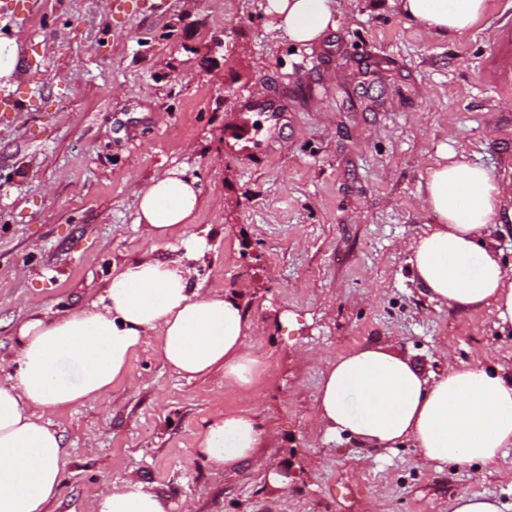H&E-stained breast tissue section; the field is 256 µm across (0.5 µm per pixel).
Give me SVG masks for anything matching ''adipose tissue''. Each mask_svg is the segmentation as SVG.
Listing matches in <instances>:
<instances>
[{
	"mask_svg": "<svg viewBox=\"0 0 512 512\" xmlns=\"http://www.w3.org/2000/svg\"><path fill=\"white\" fill-rule=\"evenodd\" d=\"M412 23L443 41L465 38L485 18L489 0H389ZM338 0H270L268 11L289 41L310 46L336 26ZM504 186L481 165L446 155L426 170L423 202L439 224L407 247L418 284L442 305L491 307L512 329V274L480 231L501 217ZM137 221L164 241L180 236L168 259L144 257L113 267L100 295L84 308L15 331L13 359L0 357V512H42L56 497L68 463L50 414L106 396L127 379L147 332L177 374L194 378L223 369L230 386L251 384L257 360L240 303L194 284L201 238L186 234L202 205L194 176L156 174L136 193ZM316 416L326 436H355L371 448L409 442L435 466L496 461L512 447V372L483 363L425 375L383 347L337 356L325 370ZM262 431L243 412L210 419L196 446L215 469L257 463ZM161 492L131 477L105 487L94 512H169Z\"/></svg>",
	"mask_w": 512,
	"mask_h": 512,
	"instance_id": "obj_1",
	"label": "adipose tissue"
}]
</instances>
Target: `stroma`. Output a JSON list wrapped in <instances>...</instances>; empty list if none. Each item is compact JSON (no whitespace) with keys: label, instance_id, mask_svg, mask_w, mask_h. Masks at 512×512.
I'll return each instance as SVG.
<instances>
[{"label":"stroma","instance_id":"35a3bbf8","mask_svg":"<svg viewBox=\"0 0 512 512\" xmlns=\"http://www.w3.org/2000/svg\"><path fill=\"white\" fill-rule=\"evenodd\" d=\"M374 0H340L311 46L276 35L260 0H26L24 70L0 112V357L31 315L95 298L113 266L166 259L136 220V189L185 168L203 205L188 233L205 256L193 279L240 298L258 368L188 379L148 334L133 382L51 414L70 458L44 512H93L105 483L136 476L170 512H449L462 490L512 512V448L483 465L425 464L412 443L373 450L327 439L315 420L322 371L338 354L384 346L427 374L452 363L512 368V333L489 308L433 302L406 245L437 224L425 168L464 153L512 181V81L494 65L512 37V0L449 43ZM287 94L285 116L250 113L260 158L224 137L247 98ZM246 412L264 431L261 467L216 470L196 451L208 420ZM285 478L271 491L267 471Z\"/></svg>","mask_w":512,"mask_h":512}]
</instances>
